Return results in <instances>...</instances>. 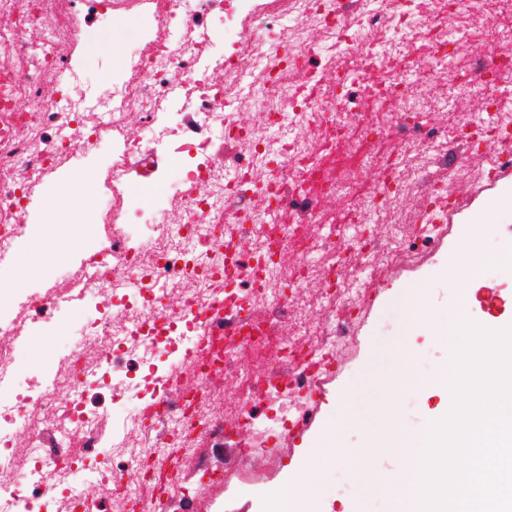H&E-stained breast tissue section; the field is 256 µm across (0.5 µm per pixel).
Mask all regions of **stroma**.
Segmentation results:
<instances>
[{"label": "stroma", "mask_w": 512, "mask_h": 512, "mask_svg": "<svg viewBox=\"0 0 512 512\" xmlns=\"http://www.w3.org/2000/svg\"><path fill=\"white\" fill-rule=\"evenodd\" d=\"M150 23L149 12L133 11L96 32L88 50L77 56L85 74L95 77L102 65L111 64L117 52L137 43L140 33ZM104 164V157L98 155L78 156L71 167L45 185L30 207V221L36 225L37 232L16 250L17 255L28 256L29 261L22 267L9 265L0 275V289L11 290L19 281L27 287L49 286L63 265L54 259V238L46 230L47 225L58 223L61 211L49 208L48 203L74 191L77 176L90 174ZM488 219L495 221L497 230L480 239L479 255L506 248L512 250V176L501 179L495 187L484 192L467 221L452 224L447 244L434 250L425 264L389 279L379 288L371 311L359 329L355 356L328 385L325 400L313 423L295 441L291 456L277 474L282 480L305 473L307 486L314 495L315 512H353L357 502V492L348 471L326 463L311 450L317 436L333 424L338 401L344 395H353L365 411L363 424L346 431V441L353 446L361 444L368 432L377 427L379 411L388 400L413 426L428 424L440 410L441 395L430 389L416 394L394 395L390 392L387 380L400 363L401 351L412 350L415 354L413 365L418 372L425 377L434 376L447 354L433 339L432 327L447 322L462 300L471 301L469 319L478 324L512 309V270H495L481 280L458 288L449 287L446 280L448 260L456 253L462 238L470 234L473 223ZM418 283L427 285L434 315L429 327L410 332L406 329L410 312L406 290ZM86 317L87 309L80 303L56 313L50 336H30L19 343L17 360L20 366L49 374L48 349L62 348L71 331Z\"/></svg>", "instance_id": "stroma-1"}]
</instances>
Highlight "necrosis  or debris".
I'll return each mask as SVG.
<instances>
[{"label": "necrosis or debris", "instance_id": "necrosis-or-debris-1", "mask_svg": "<svg viewBox=\"0 0 512 512\" xmlns=\"http://www.w3.org/2000/svg\"><path fill=\"white\" fill-rule=\"evenodd\" d=\"M143 5L151 26L90 81L79 45ZM480 12L481 0H354L341 19L336 0H0V266L46 182L76 151L108 154L98 224L66 226L91 245L0 317V386L14 388L0 401V512H211L235 478L268 482L374 289L447 241L512 149V25L485 27ZM347 57L362 82L336 79ZM423 66L449 91L439 107L480 98L486 121L434 120L412 92ZM379 163L376 190L364 175ZM134 178L170 188L147 203L125 192ZM336 197L343 212L327 207ZM407 197L421 206L405 217ZM76 299L90 313L55 374L19 381L21 337ZM222 447L224 468L201 460Z\"/></svg>", "mask_w": 512, "mask_h": 512}]
</instances>
